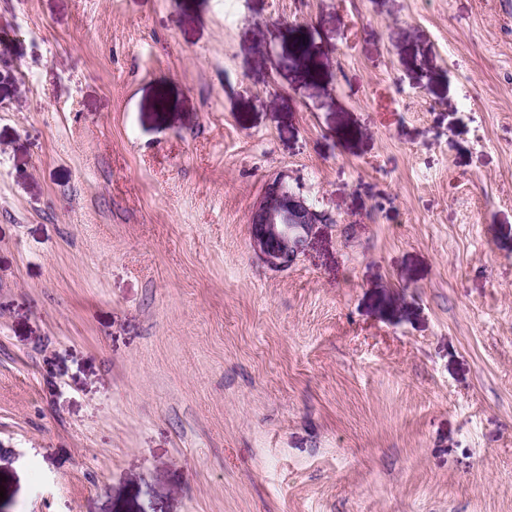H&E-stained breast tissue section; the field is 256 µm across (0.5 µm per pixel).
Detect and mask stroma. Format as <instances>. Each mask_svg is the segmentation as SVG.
<instances>
[{
  "instance_id": "35a3bbf8",
  "label": "stroma",
  "mask_w": 512,
  "mask_h": 512,
  "mask_svg": "<svg viewBox=\"0 0 512 512\" xmlns=\"http://www.w3.org/2000/svg\"><path fill=\"white\" fill-rule=\"evenodd\" d=\"M0 491L512 512V0H0ZM320 215L285 180H269L247 223L253 250L273 269L288 267L304 251L312 224Z\"/></svg>"
}]
</instances>
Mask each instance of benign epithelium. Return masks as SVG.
<instances>
[{
    "instance_id": "1",
    "label": "benign epithelium",
    "mask_w": 512,
    "mask_h": 512,
    "mask_svg": "<svg viewBox=\"0 0 512 512\" xmlns=\"http://www.w3.org/2000/svg\"><path fill=\"white\" fill-rule=\"evenodd\" d=\"M320 215L281 175L268 181L249 216L253 250L273 269L294 263Z\"/></svg>"
}]
</instances>
